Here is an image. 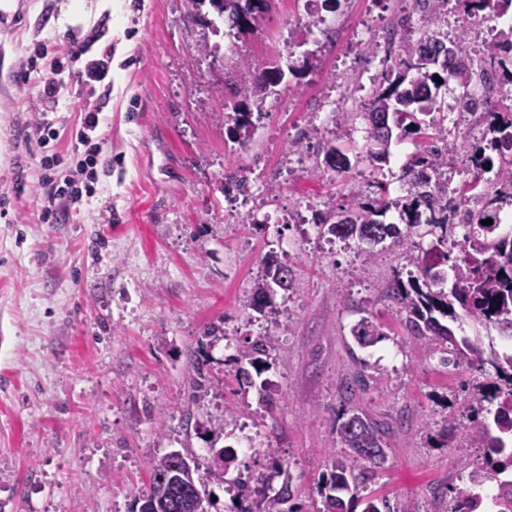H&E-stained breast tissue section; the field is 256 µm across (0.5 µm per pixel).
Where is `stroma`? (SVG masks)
<instances>
[{
	"label": "stroma",
	"instance_id": "35a3bbf8",
	"mask_svg": "<svg viewBox=\"0 0 512 512\" xmlns=\"http://www.w3.org/2000/svg\"><path fill=\"white\" fill-rule=\"evenodd\" d=\"M412 3L340 0L294 56L287 45L302 35L299 0H272L251 32L232 40L188 20L184 0H22L0 15V192L9 196L0 206V512H130L150 458L178 451L204 467L211 443L231 444L209 431L228 409L262 449L238 460L251 477L246 498L233 483L209 485L208 512L257 507L286 480L291 512H319L316 483L341 452L338 418L352 405L393 427L386 462L361 496L448 512L451 488L483 460L445 428L447 419L468 420L479 376L463 363L442 365L407 333L386 294L409 269L402 246L389 239L369 256L357 241L321 237L313 219L375 197L380 182L390 198L405 195L402 169L428 136L392 141L387 160L373 161L364 104L418 23ZM69 35L85 53L65 60L56 105L39 111L41 88L23 82L21 67L48 66L39 44ZM107 51L110 90L79 82L87 61ZM306 53L315 57L309 70ZM283 55L295 71L267 98L249 149L238 150L225 134L224 104ZM242 59L248 69L237 68ZM327 99L336 110L323 120L315 111ZM96 102L106 158L97 192L44 222L41 163L55 154L60 172L73 168L68 137L84 104ZM40 119L60 132L58 144L38 143ZM440 128L456 145L441 175L449 198L473 181L492 189L499 162L483 172L470 161L485 126L461 112ZM298 139L303 149L293 148ZM322 142L348 150L349 171L327 169ZM239 165L266 193L264 216L253 217V197L224 193L225 172ZM272 251L297 286L273 296L282 316L264 373L278 390L269 408L237 370L247 341L268 327L248 301ZM364 317L384 337L358 350L351 330ZM213 324L220 340L204 337ZM358 369L369 384L350 401L340 387Z\"/></svg>",
	"mask_w": 512,
	"mask_h": 512
}]
</instances>
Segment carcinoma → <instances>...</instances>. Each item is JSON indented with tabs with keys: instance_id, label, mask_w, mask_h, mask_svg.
Returning <instances> with one entry per match:
<instances>
[{
	"instance_id": "obj_1",
	"label": "carcinoma",
	"mask_w": 512,
	"mask_h": 512,
	"mask_svg": "<svg viewBox=\"0 0 512 512\" xmlns=\"http://www.w3.org/2000/svg\"><path fill=\"white\" fill-rule=\"evenodd\" d=\"M211 5L219 17H228L238 33L251 29L257 17L269 8V0H185L188 16L196 19L203 4ZM446 46L444 40L425 31L416 41L401 46L402 59L398 70L385 77L387 86L380 89L365 105L371 124L374 144L388 145L392 138L389 115H395V128L403 133H417L427 125L426 117L442 109L438 92L448 81L455 78L462 86L473 79L474 65L466 56L464 41L454 43L455 53L444 57L440 76L442 82L433 80L437 71L431 58L439 55ZM512 51V39L504 40L488 53L484 61L499 85L512 83V70L507 69L500 51ZM268 97L265 82L256 80L252 89L241 100L229 103L224 113V128L228 141L246 149L254 138L258 124L263 118L262 104ZM486 131L492 135L490 147L501 158L500 191L498 199H512V111L500 112L486 109L480 113ZM445 142L439 151L428 144L413 156L402 174L410 188V197L401 205L400 217L406 231L396 224H385L379 220L389 208L386 184L377 185L379 198L371 201H355L346 215L332 222L320 219L317 226L323 233L347 241L353 239L367 246L368 252L391 238L403 239V233L426 224L430 233L437 235L435 248L439 250L434 262L420 254L410 253L409 262L415 267L408 279L394 276L387 288V295L404 314L407 331L440 353L445 365L462 361L484 371L494 370L497 382L475 384L473 400L477 403L475 415L466 423L449 421V426L462 432L472 443L483 449L484 462L472 468L466 481L452 488L454 507L451 512H469L467 505L477 497L476 490L488 481L512 471V352L502 353L495 339L488 342L472 340L467 336L456 337L453 331L441 322L443 318L456 319L457 311L475 323L492 325L503 335L512 337V237L496 234V225L470 224L465 234L469 251L461 259L451 260L448 254V189L434 181L439 170L448 165L449 149L453 145ZM326 165L333 172H342L350 167L348 157L332 144L322 146ZM245 167L224 178V192L236 191L245 195L250 190V180L244 176ZM429 212L421 220L423 211ZM263 274L254 282L250 299L251 309L264 313L271 304L274 289L290 291L294 288L293 271L286 264L265 256ZM454 272L455 286L445 290L447 280L445 267ZM384 336L380 326L371 318L360 319L352 328V337L362 349L372 347ZM275 335L267 331L242 352L241 360L248 367L240 368V375L250 380L249 369L256 374L266 370L263 356L272 349ZM392 430L387 423L374 420L357 409L341 415L338 435L341 447L349 452L338 456L329 473L322 475L318 493L322 498V509L318 512H352L350 505L357 498L359 484L368 478L369 466L379 467L386 459V438ZM191 457L180 452L157 456L150 462L151 481L148 487L135 494L131 512H185L190 497H206L205 483H224V474L237 461L235 452L224 448L222 462H214L199 474V463L187 470L185 462ZM291 497L290 485L281 487L273 496L265 498L262 509L250 508L244 512H280L278 505ZM362 512H401L390 500L379 497L360 499Z\"/></svg>"
}]
</instances>
